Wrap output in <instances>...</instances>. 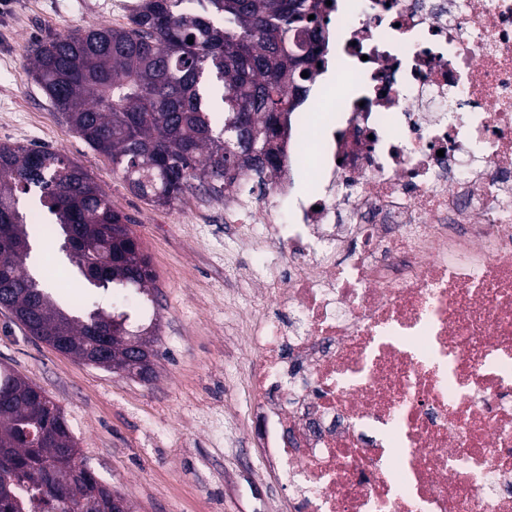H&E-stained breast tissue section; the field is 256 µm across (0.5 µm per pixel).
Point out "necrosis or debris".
<instances>
[{"mask_svg":"<svg viewBox=\"0 0 512 512\" xmlns=\"http://www.w3.org/2000/svg\"><path fill=\"white\" fill-rule=\"evenodd\" d=\"M324 12L304 135L224 201L225 252L288 305L250 309L268 460L293 512H512V0Z\"/></svg>","mask_w":512,"mask_h":512,"instance_id":"necrosis-or-debris-1","label":"necrosis or debris"}]
</instances>
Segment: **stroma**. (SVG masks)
I'll use <instances>...</instances> for the list:
<instances>
[{"mask_svg":"<svg viewBox=\"0 0 512 512\" xmlns=\"http://www.w3.org/2000/svg\"><path fill=\"white\" fill-rule=\"evenodd\" d=\"M127 0H6L0 5V143L46 145L79 162L133 231L156 273L159 356L152 382L119 376L29 336L0 307V365L60 405L79 458L132 512H286L287 486L263 465L247 375L256 362L245 308L258 288H232L224 201L154 207L133 196L112 161L88 147L27 74L31 36L98 23L122 26Z\"/></svg>","mask_w":512,"mask_h":512,"instance_id":"35a3bbf8","label":"stroma"}]
</instances>
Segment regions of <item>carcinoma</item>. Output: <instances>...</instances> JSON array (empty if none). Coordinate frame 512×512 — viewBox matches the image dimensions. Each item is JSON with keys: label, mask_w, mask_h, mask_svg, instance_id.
<instances>
[{"label": "carcinoma", "mask_w": 512, "mask_h": 512, "mask_svg": "<svg viewBox=\"0 0 512 512\" xmlns=\"http://www.w3.org/2000/svg\"><path fill=\"white\" fill-rule=\"evenodd\" d=\"M325 25L320 0H138L125 26L32 40L28 70L78 137L112 160L130 193L171 208L196 192L222 198L252 171L276 177L283 148L272 113L300 106L289 88L323 62ZM299 33L308 49L294 60L288 41ZM35 191L55 223L31 230L17 203ZM134 223L62 151L1 143L0 225H11L22 247L0 249V305L50 346L57 320L68 319L63 352L82 362L110 327L112 364L122 365V337L155 336L156 325L88 303L76 315L54 297L52 281L29 273L28 261L33 239L57 243L89 292L147 295L156 274ZM37 391L0 367V475L10 480L0 512H84L95 477L78 474L59 502L34 477L55 449L18 446L38 399L57 447H77L62 408Z\"/></svg>", "instance_id": "cac0c4a2"}]
</instances>
